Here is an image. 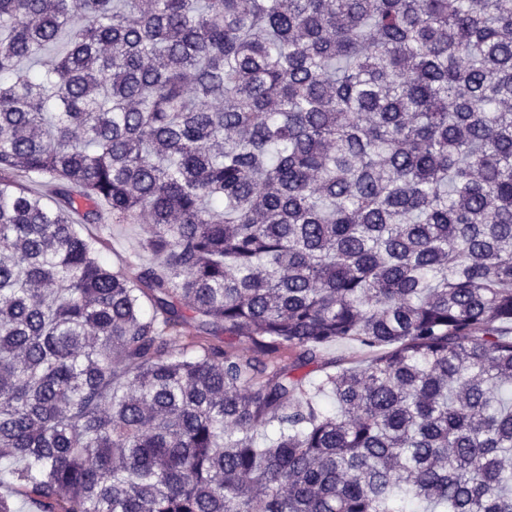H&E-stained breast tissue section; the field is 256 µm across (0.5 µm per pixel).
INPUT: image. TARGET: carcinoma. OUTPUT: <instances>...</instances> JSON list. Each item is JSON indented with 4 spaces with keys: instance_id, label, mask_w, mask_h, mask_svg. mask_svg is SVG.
Masks as SVG:
<instances>
[{
    "instance_id": "carcinoma-1",
    "label": "carcinoma",
    "mask_w": 512,
    "mask_h": 512,
    "mask_svg": "<svg viewBox=\"0 0 512 512\" xmlns=\"http://www.w3.org/2000/svg\"><path fill=\"white\" fill-rule=\"evenodd\" d=\"M508 325L512 0H0V469L41 512H512ZM103 222L106 224H94L91 227L93 234L101 233L109 243V250L106 251L113 269L124 268L126 272L133 275L136 267H129L128 262L134 259L135 252L139 251V242L144 237V229L148 224H143L146 219H141L140 224H108L110 219L106 207L102 206ZM368 350L353 341H340L334 343L323 350L317 364H312L302 371L306 373L308 378L317 379L323 371V368L330 365V362L342 360L345 365L347 363L358 364L361 361L369 359Z\"/></svg>"
}]
</instances>
